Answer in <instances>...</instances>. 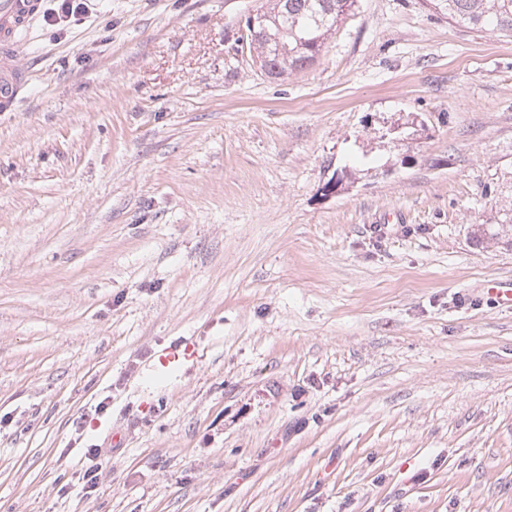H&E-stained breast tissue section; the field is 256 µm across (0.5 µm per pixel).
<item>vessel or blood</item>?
Returning <instances> with one entry per match:
<instances>
[{"label":"vessel or blood","instance_id":"b4317fda","mask_svg":"<svg viewBox=\"0 0 512 512\" xmlns=\"http://www.w3.org/2000/svg\"><path fill=\"white\" fill-rule=\"evenodd\" d=\"M43 6V0H0V112L14 111L29 84L21 59V34L41 14ZM480 291L496 303L512 305V280L486 282ZM197 357L194 344L180 341L157 356L153 370L164 376Z\"/></svg>","mask_w":512,"mask_h":512}]
</instances>
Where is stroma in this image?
<instances>
[{
    "mask_svg": "<svg viewBox=\"0 0 512 512\" xmlns=\"http://www.w3.org/2000/svg\"><path fill=\"white\" fill-rule=\"evenodd\" d=\"M261 4L87 0L24 35L0 512H512V308L473 294L512 231L469 234L512 206V37L357 0L274 80ZM176 340L199 360L152 381Z\"/></svg>",
    "mask_w": 512,
    "mask_h": 512,
    "instance_id": "35a3bbf8",
    "label": "stroma"
}]
</instances>
